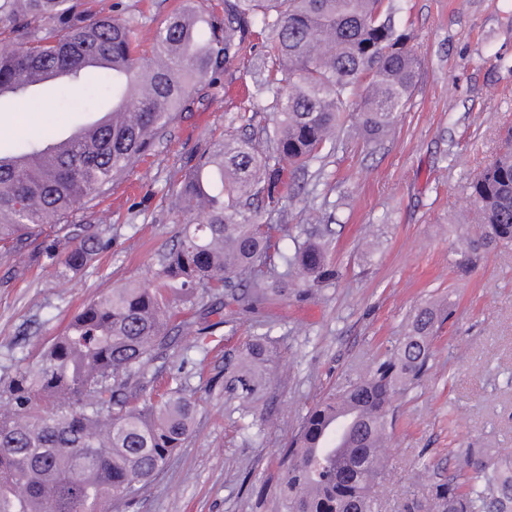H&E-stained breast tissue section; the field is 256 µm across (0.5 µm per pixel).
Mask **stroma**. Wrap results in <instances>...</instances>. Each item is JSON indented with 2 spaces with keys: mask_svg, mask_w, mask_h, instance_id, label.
<instances>
[{
  "mask_svg": "<svg viewBox=\"0 0 512 512\" xmlns=\"http://www.w3.org/2000/svg\"><path fill=\"white\" fill-rule=\"evenodd\" d=\"M126 20L151 46L161 19L188 0H122ZM393 23L410 36L422 64L406 107L378 143L344 126L331 156L296 172L280 210L263 222L283 227L280 248L308 239L329 244L336 275L320 290L288 297L257 315H208L222 349L188 338L175 359L202 363L183 380L196 404L193 429L164 470L122 512H284V454L302 416L405 336L414 310L443 319L427 374L396 396L397 422L383 454L388 476L381 512H402L414 470L425 487L457 472L465 451L512 448V245L465 265L474 217L468 183L496 154L512 125V0H394ZM267 36L253 40L221 82L196 94L191 110L160 136L155 150L103 199L77 205L57 235L0 254V391L34 366L74 313L112 288L151 276L177 242L174 194L193 155L238 134L226 85L261 63ZM38 106L0 104V145L23 133L64 134L93 119L51 86ZM104 231L112 246L65 278L46 247L65 251L74 228ZM280 338L272 382L257 410L272 427L246 426L224 393V351L257 333Z\"/></svg>",
  "mask_w": 512,
  "mask_h": 512,
  "instance_id": "obj_1",
  "label": "stroma"
}]
</instances>
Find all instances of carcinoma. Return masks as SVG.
I'll return each instance as SVG.
<instances>
[{"label":"carcinoma","mask_w":512,"mask_h":512,"mask_svg":"<svg viewBox=\"0 0 512 512\" xmlns=\"http://www.w3.org/2000/svg\"><path fill=\"white\" fill-rule=\"evenodd\" d=\"M384 0H224L214 12L169 14L152 56L137 55L139 31L105 15L94 0H0V98L30 103L34 83L55 73L62 94L86 89L95 68L112 79V109L93 138L59 155L56 140L31 137L0 152V251L10 253L62 224L74 204L105 194L154 151L176 113L191 109L196 83L216 84L256 30L273 36L266 76L278 116L266 147L226 137L186 165L175 195L196 203L182 213L176 245L151 278L85 304L62 335L20 372L0 403V512H107L132 499L187 439L195 403L176 385L186 361H172L187 322L176 301L211 298L254 310L301 296L335 277L326 245L308 240L288 255L278 225L261 229L259 210L277 207L290 166L334 149L351 113L368 143L385 136L406 105L421 60L396 30ZM478 215L464 262L512 242V129L494 160L470 183ZM56 274L77 272L107 246L102 232L76 234ZM437 313L415 311L407 336L372 369L308 409L287 454L282 481L289 512H379L386 477L380 453L393 429L394 398L429 369ZM280 338L256 334L224 357V392L239 418L263 421L252 395L269 380ZM406 512H512V448L467 453L458 475L408 498Z\"/></svg>","instance_id":"obj_1"}]
</instances>
